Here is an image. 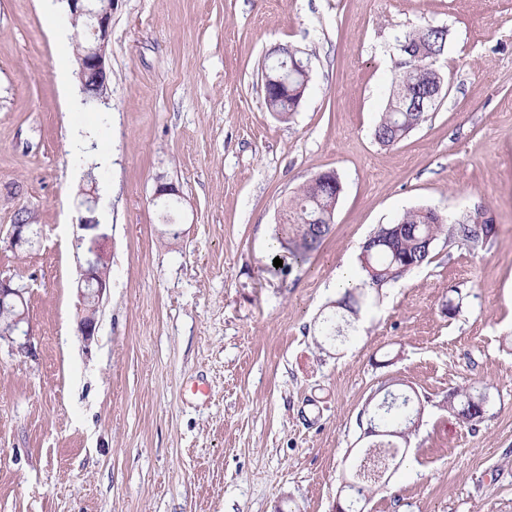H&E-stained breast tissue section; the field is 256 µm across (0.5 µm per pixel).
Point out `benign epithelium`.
Returning <instances> with one entry per match:
<instances>
[{
  "mask_svg": "<svg viewBox=\"0 0 512 512\" xmlns=\"http://www.w3.org/2000/svg\"><path fill=\"white\" fill-rule=\"evenodd\" d=\"M67 4L70 18L83 17L93 37V42L85 48L78 57L79 78L85 83L94 81L97 87V99L103 101L108 83L106 68V51L109 31L112 22V0H63ZM307 73V65L301 60L293 63L277 58L273 61L270 70L264 72L263 88L266 96L273 94L288 96V69ZM99 205V197L95 189L84 191V198L79 206L84 208L88 216L81 219L79 227L83 230H93L99 226L95 212ZM33 234L32 225L18 221L11 225L9 242L15 249H21L30 243ZM108 236L100 233L90 239L79 237L76 239V248L84 249L85 266L80 268L77 289L81 300L77 317V330L85 340H91L97 330V306L107 295L110 288L109 277L103 273V267L108 265L110 255L107 253L105 243ZM11 299L20 306H25V289L14 279V276L0 272V302ZM28 322L27 314L21 313L12 327L4 334L0 333V346L22 356L32 355L33 336L30 330H21V325ZM397 468L393 461L378 465L374 470V486L383 488L388 483L392 473Z\"/></svg>",
  "mask_w": 512,
  "mask_h": 512,
  "instance_id": "obj_1",
  "label": "benign epithelium"
}]
</instances>
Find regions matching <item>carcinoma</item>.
<instances>
[{"mask_svg": "<svg viewBox=\"0 0 512 512\" xmlns=\"http://www.w3.org/2000/svg\"><path fill=\"white\" fill-rule=\"evenodd\" d=\"M397 42V78L385 112L373 130L374 139L385 146L404 139L425 121L429 112L427 107L410 112L404 109V101L428 92L443 78L438 69L426 64L427 60L440 57L446 48V40L435 26L427 24L413 28L398 37ZM293 101L291 95L286 99H265L266 106L280 112L285 121L294 114ZM331 205L329 189L309 182L285 204L281 222L275 226V239L280 245L276 256L283 265L301 266L320 248L332 229L329 223ZM487 223L488 214L483 209L449 223L443 217L433 216L431 209L422 207L405 212L393 224L380 225L362 246L359 255L362 276L336 301L337 313L324 320L323 335H340V322L345 320V314L358 317L373 294L429 262L440 237L456 240L472 250L483 247L492 238L480 229V225ZM448 404L454 411L467 412L474 424L482 421L486 413L485 392L475 387L449 390ZM415 405L416 397L406 390L398 394L392 407L377 410L376 422L380 425L392 423L409 437L417 429ZM349 479L352 485L349 486L346 512H358V503L373 492L364 472V460H358L353 466Z\"/></svg>", "mask_w": 512, "mask_h": 512, "instance_id": "1", "label": "carcinoma"}]
</instances>
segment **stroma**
I'll list each match as a JSON object with an SVG mask.
<instances>
[{"label":"stroma","mask_w":512,"mask_h":512,"mask_svg":"<svg viewBox=\"0 0 512 512\" xmlns=\"http://www.w3.org/2000/svg\"><path fill=\"white\" fill-rule=\"evenodd\" d=\"M425 24L448 30V93L381 145L397 39ZM77 39L63 8L0 0V271L26 290L36 349L0 348V512H333L365 403L394 379L424 413L366 512H512V0H112L108 100L72 111ZM280 45L309 60L287 121L262 81ZM324 171L343 187L330 236L268 271L283 202ZM91 177L110 290L87 341L74 239ZM161 180L181 195L175 237ZM420 207H480L497 232L475 251L439 239L348 342L319 343L337 274ZM21 211L37 234L17 251ZM474 383L487 411L467 425L446 398Z\"/></svg>","instance_id":"stroma-1"}]
</instances>
